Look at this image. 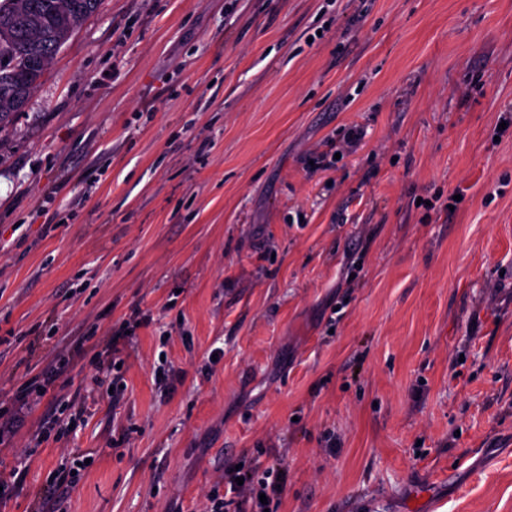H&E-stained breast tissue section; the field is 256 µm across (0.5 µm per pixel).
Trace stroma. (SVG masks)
I'll return each instance as SVG.
<instances>
[{
  "label": "stroma",
  "instance_id": "obj_1",
  "mask_svg": "<svg viewBox=\"0 0 512 512\" xmlns=\"http://www.w3.org/2000/svg\"><path fill=\"white\" fill-rule=\"evenodd\" d=\"M0 404V512H512V0H102L0 133ZM237 477L244 479L243 485H238L235 482ZM270 479V482L268 481ZM288 481V471L282 467H268L264 472V477L256 481L257 487L253 476L250 473H242L236 470H227L221 478V483H224V496L221 497L218 493L214 492L206 498L203 512H231V506L234 509H241L244 504L250 503L251 508L258 509L264 512V509H269L274 500H278L284 491V487ZM227 487V488H226ZM228 489L230 495L228 496ZM260 493H264L267 497V504L260 502Z\"/></svg>",
  "mask_w": 512,
  "mask_h": 512
}]
</instances>
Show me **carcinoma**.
<instances>
[{
    "mask_svg": "<svg viewBox=\"0 0 512 512\" xmlns=\"http://www.w3.org/2000/svg\"><path fill=\"white\" fill-rule=\"evenodd\" d=\"M101 0H0V131L40 86L51 60Z\"/></svg>",
    "mask_w": 512,
    "mask_h": 512,
    "instance_id": "obj_1",
    "label": "carcinoma"
}]
</instances>
